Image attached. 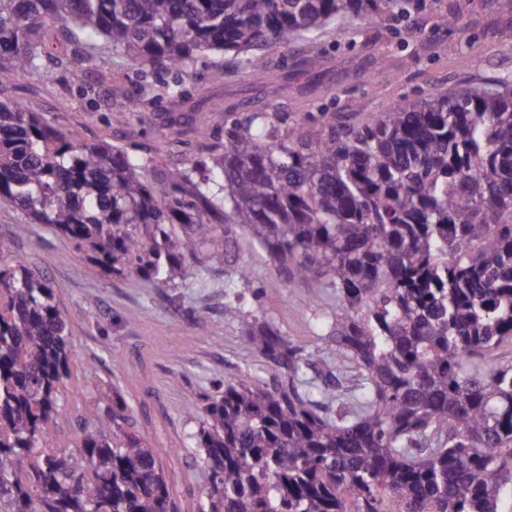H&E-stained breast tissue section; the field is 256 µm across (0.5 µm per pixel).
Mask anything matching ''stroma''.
I'll return each instance as SVG.
<instances>
[{
  "mask_svg": "<svg viewBox=\"0 0 512 512\" xmlns=\"http://www.w3.org/2000/svg\"><path fill=\"white\" fill-rule=\"evenodd\" d=\"M447 9L458 14V25L434 29L437 14ZM465 55L476 57L478 66H462ZM302 56L299 42L266 52L268 69L286 87L273 100L263 80L237 76L216 83L204 65L184 76L182 97H168L157 83L144 99V73L106 56L78 82L59 66L48 74L28 73L0 87V100L21 103L79 141L121 144L138 156L180 166L207 133H220L228 112L342 115L364 100L369 112L376 113L446 83L469 85L485 77L512 82V16L499 12L494 0H425L415 22L399 30L365 37L343 31L327 37L326 61L319 70H308ZM199 112L210 115L209 129L195 122ZM0 240L8 245L1 260L27 265L49 283L75 346L56 446L78 448L88 410L101 388H111L129 404L134 431L164 449L163 466L182 495L198 494L204 485L191 439L200 418L192 407L201 405L217 384L275 372L247 348L239 324L225 319V302L244 297L256 318L328 363L336 362L324 319L336 305L335 289L277 287L275 262L249 241L240 242L229 262L189 259L187 274L150 285L112 274L64 236L30 223L19 210L0 211ZM232 266L244 267L247 279L229 277Z\"/></svg>",
  "mask_w": 512,
  "mask_h": 512,
  "instance_id": "obj_1",
  "label": "stroma"
}]
</instances>
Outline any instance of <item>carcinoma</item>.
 Masks as SVG:
<instances>
[{"label": "carcinoma", "mask_w": 512, "mask_h": 512, "mask_svg": "<svg viewBox=\"0 0 512 512\" xmlns=\"http://www.w3.org/2000/svg\"><path fill=\"white\" fill-rule=\"evenodd\" d=\"M416 0H0V87L66 52L213 79L265 70L294 41L379 31ZM48 224L112 272L158 284L181 259L226 260L239 236L279 281L334 288L336 357L352 403L305 378L315 351L224 304L284 379L226 382L194 435L205 485L192 512H501L512 498V85L450 84L363 123L336 113L224 117V139L183 167L80 143L0 101V210ZM73 356L48 282L0 264V512H177L163 449L99 392L74 451L51 447ZM356 509H347V498Z\"/></svg>", "instance_id": "carcinoma-1"}]
</instances>
